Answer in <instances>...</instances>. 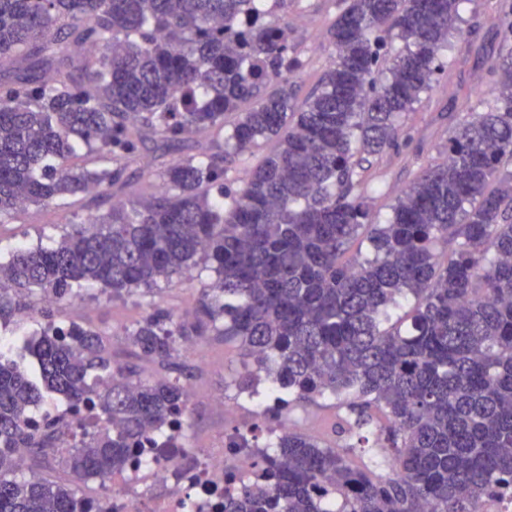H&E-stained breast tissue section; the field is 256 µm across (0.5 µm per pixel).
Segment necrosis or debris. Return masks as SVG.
I'll use <instances>...</instances> for the list:
<instances>
[{
  "label": "necrosis or debris",
  "mask_w": 512,
  "mask_h": 512,
  "mask_svg": "<svg viewBox=\"0 0 512 512\" xmlns=\"http://www.w3.org/2000/svg\"><path fill=\"white\" fill-rule=\"evenodd\" d=\"M191 464L180 453L167 456L145 451V461L129 469L121 483L100 497L86 498L88 512H220L226 471L241 468L244 457L225 447L190 449ZM166 484L165 494L144 500L138 484L144 474Z\"/></svg>",
  "instance_id": "necrosis-or-debris-1"
}]
</instances>
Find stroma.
<instances>
[{"label": "stroma", "mask_w": 512, "mask_h": 512, "mask_svg": "<svg viewBox=\"0 0 512 512\" xmlns=\"http://www.w3.org/2000/svg\"><path fill=\"white\" fill-rule=\"evenodd\" d=\"M343 8L342 0H285L272 12L273 20L287 28L288 42L302 62L293 76L298 99H305L318 86L332 61L334 48L328 27ZM495 12V0H462L457 25L464 36L451 42L446 74L422 95L413 111L402 116L403 142L371 159L369 223H385L401 192L424 167L441 161L455 128L472 117L465 97L486 94L488 69L498 57V41L492 29ZM83 216V210L76 206H29L0 223V261H7L11 251L17 249L52 246L69 225L79 223ZM213 278L207 262L199 261L186 275L159 281L154 300L173 310H185L193 306L200 288ZM45 308L55 323L76 321L107 330L112 353L120 361L130 357L125 328L147 311L146 301L140 296L116 299L91 286L50 306L44 304L40 294L15 292L11 295L10 314L0 319V337L22 346L33 332L39 331ZM245 360L243 350L223 337L210 335L193 340L185 358L193 368L188 381L187 447L215 446L234 427L255 421L256 405L235 397L226 388L232 374L242 370ZM227 404L235 409L229 417L223 410Z\"/></svg>", "instance_id": "35a3bbf8"}]
</instances>
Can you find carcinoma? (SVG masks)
Wrapping results in <instances>:
<instances>
[{
	"label": "carcinoma",
	"mask_w": 512,
	"mask_h": 512,
	"mask_svg": "<svg viewBox=\"0 0 512 512\" xmlns=\"http://www.w3.org/2000/svg\"><path fill=\"white\" fill-rule=\"evenodd\" d=\"M345 3L298 108L301 60L264 0H0V218L66 198L87 209L55 247L0 262V316L5 283L59 302L86 282L145 298L198 258L215 276L190 320L147 302L125 329L133 362L113 359L104 330L51 321L26 346L33 369L0 355V512H83L85 483L188 426L181 351L210 334L253 359L238 395L256 402L264 380L278 395L263 425L225 440L254 466L224 473L222 512H480L512 493V4L496 10L493 100L386 223L367 224L364 163L398 144L399 118L445 73L461 0ZM273 138L257 168L226 166ZM148 141L182 156L153 194L128 195ZM363 229L366 253L343 260ZM141 362L168 375L144 379ZM47 394L105 425L60 447L83 424L31 425ZM318 398L332 440L279 428ZM23 447L64 477L19 474Z\"/></svg>",
	"instance_id": "1"
}]
</instances>
